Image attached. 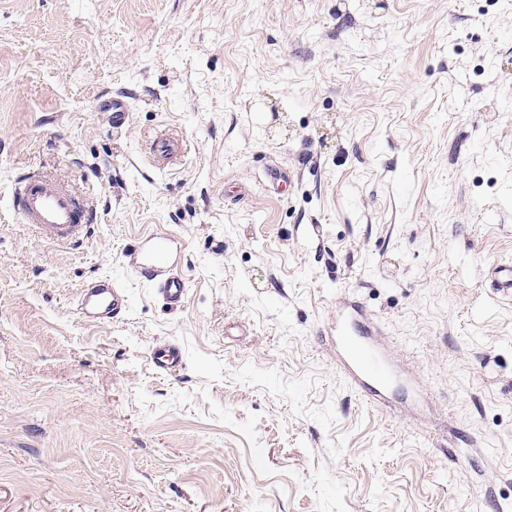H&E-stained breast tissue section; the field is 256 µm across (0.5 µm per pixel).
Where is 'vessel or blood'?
<instances>
[{
  "instance_id": "vessel-or-blood-1",
  "label": "vessel or blood",
  "mask_w": 512,
  "mask_h": 512,
  "mask_svg": "<svg viewBox=\"0 0 512 512\" xmlns=\"http://www.w3.org/2000/svg\"><path fill=\"white\" fill-rule=\"evenodd\" d=\"M178 136L165 134L155 138L151 152L159 162H175L181 153ZM10 208L14 217L33 228L37 237L52 244L82 241L91 228V211L82 198L73 194L59 180L30 172L15 181L10 190ZM139 262L133 270L148 282L163 301L173 307L184 303L187 294L182 276L169 274L167 248L157 238L143 239L137 246ZM486 285L494 293L512 296V264L489 268ZM82 318L88 322L124 316L128 299L122 288L112 281H101L84 289L78 300ZM342 374L351 386L359 389L366 402L389 404L398 380L388 350L379 342V330L366 310L356 302L346 303L336 313L333 338ZM183 350L175 342L156 346L150 357L152 367L160 373L178 366Z\"/></svg>"
}]
</instances>
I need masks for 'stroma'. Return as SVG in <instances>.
I'll list each match as a JSON object with an SVG mask.
<instances>
[{
    "instance_id": "1",
    "label": "stroma",
    "mask_w": 512,
    "mask_h": 512,
    "mask_svg": "<svg viewBox=\"0 0 512 512\" xmlns=\"http://www.w3.org/2000/svg\"><path fill=\"white\" fill-rule=\"evenodd\" d=\"M27 171L85 195L82 246L12 216ZM146 236L179 308L132 271ZM499 261L512 0H0V512H498ZM101 278L130 308L83 322ZM347 300L409 382L391 407L337 368ZM182 140L172 134H164L161 137H156L151 144V152L163 165L175 162L179 157L182 150ZM182 360V347L173 341H167L156 346L150 357L152 367L160 373L178 366L182 363Z\"/></svg>"
}]
</instances>
